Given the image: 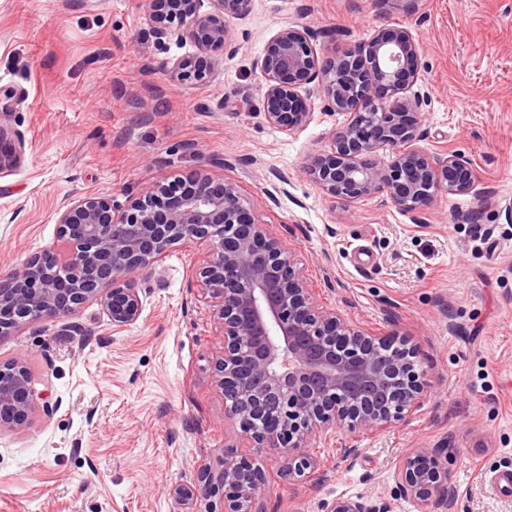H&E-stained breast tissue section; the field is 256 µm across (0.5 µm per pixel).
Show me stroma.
Here are the masks:
<instances>
[{"label": "stroma", "instance_id": "obj_1", "mask_svg": "<svg viewBox=\"0 0 512 512\" xmlns=\"http://www.w3.org/2000/svg\"><path fill=\"white\" fill-rule=\"evenodd\" d=\"M289 22L317 33L321 55L410 29L429 92L424 146L465 153L473 191L441 197L416 224L384 196L342 201L309 181L306 160L345 117L315 98L293 133L266 122L255 62ZM228 24L236 49L179 85L161 63L196 49L158 38L147 0H0V91L15 95L25 143L0 175V273L54 242V213L74 192L122 200L192 173L234 183L319 302L368 335L408 337L426 382L409 420L314 441L321 480L277 478L265 460L268 512H326L339 497L417 512L395 467L438 447L455 512H512V490L486 488L512 469V0H252ZM204 253L171 247L138 283L147 302L134 324L113 329L91 302L73 317L80 334L49 321L0 338V360L27 356L37 389L61 401L0 432V512H174L172 486L194 485L221 455L233 435L212 378L224 341L191 286Z\"/></svg>", "mask_w": 512, "mask_h": 512}]
</instances>
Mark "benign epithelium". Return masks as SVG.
Instances as JSON below:
<instances>
[{"instance_id": "7a95c632", "label": "benign epithelium", "mask_w": 512, "mask_h": 512, "mask_svg": "<svg viewBox=\"0 0 512 512\" xmlns=\"http://www.w3.org/2000/svg\"><path fill=\"white\" fill-rule=\"evenodd\" d=\"M160 36L176 34L197 49L164 69L174 82L202 76L212 53L230 46L227 19L250 0H148ZM317 34L288 23L267 41L256 65L265 78L264 110L284 131L310 119L308 101L347 116L332 130L330 148L313 155L303 173L327 196L351 201L382 194L417 221L445 193L475 185L471 159L460 152L433 155L420 146L428 92L415 88L419 43L405 29L370 36L352 48L319 55ZM14 95H0V173L17 166L23 144L5 117ZM57 242L0 275V337L25 324L73 316L97 301L122 328L138 321L144 304L137 279L155 272L179 242L206 247L198 282L215 303L224 347L215 370L224 418L235 424L233 443L217 462L198 469L194 487L178 484L182 512L223 497L224 512H267L268 472L238 455L257 448L281 462V474L320 477L311 441L333 431L383 430L420 406L426 385L415 349L393 336H366L336 310L318 303L294 258L250 218L236 188L193 174L158 182L121 202L108 192H82L56 212ZM61 400L38 391L23 356L0 361V431L24 428ZM399 495L419 512H450L457 495L448 485V452L414 448L396 470ZM327 512H389L385 502L340 497Z\"/></svg>"}]
</instances>
